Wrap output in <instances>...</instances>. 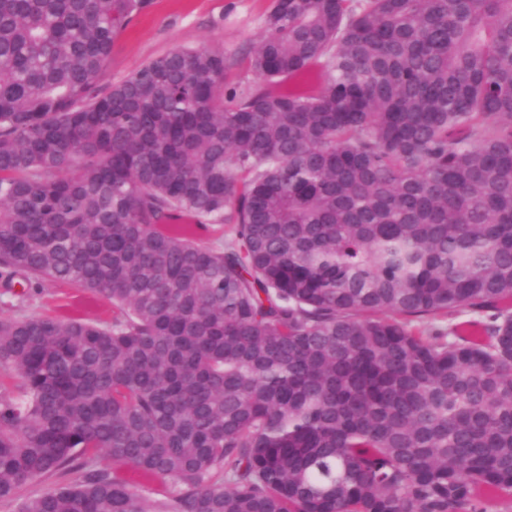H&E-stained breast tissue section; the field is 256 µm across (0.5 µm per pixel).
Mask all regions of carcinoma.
Instances as JSON below:
<instances>
[{"label": "carcinoma", "instance_id": "cac0c4a2", "mask_svg": "<svg viewBox=\"0 0 512 512\" xmlns=\"http://www.w3.org/2000/svg\"><path fill=\"white\" fill-rule=\"evenodd\" d=\"M151 4L0 0V277L73 291L0 317V500L512 504V0H274L228 106L220 49L106 81ZM57 482L58 479L53 476L23 485L13 499L9 501L0 500V512H20L25 502L42 494Z\"/></svg>", "mask_w": 512, "mask_h": 512}]
</instances>
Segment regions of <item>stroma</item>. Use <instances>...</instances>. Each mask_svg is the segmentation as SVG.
Listing matches in <instances>:
<instances>
[{"label":"stroma","mask_w":512,"mask_h":512,"mask_svg":"<svg viewBox=\"0 0 512 512\" xmlns=\"http://www.w3.org/2000/svg\"><path fill=\"white\" fill-rule=\"evenodd\" d=\"M271 7L272 0H153L116 39L107 79H123L178 47H207L222 49L231 62L229 86H253L247 56L263 33Z\"/></svg>","instance_id":"1"}]
</instances>
